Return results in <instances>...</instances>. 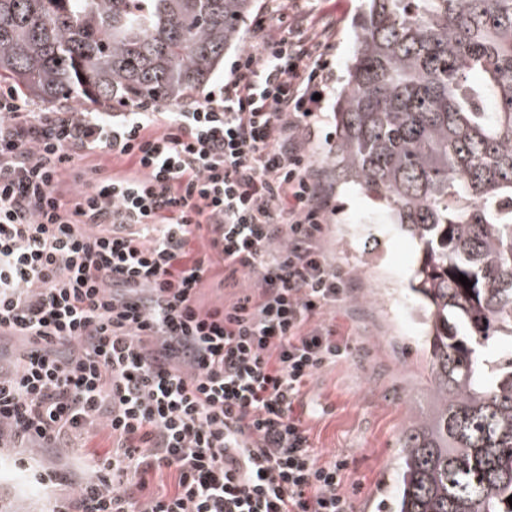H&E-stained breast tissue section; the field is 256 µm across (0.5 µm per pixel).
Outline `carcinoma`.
<instances>
[{
    "mask_svg": "<svg viewBox=\"0 0 512 512\" xmlns=\"http://www.w3.org/2000/svg\"><path fill=\"white\" fill-rule=\"evenodd\" d=\"M254 8L0 0V84L62 111L182 105ZM352 32L331 176L420 253L431 408L402 434L396 512H512V0H360Z\"/></svg>",
    "mask_w": 512,
    "mask_h": 512,
    "instance_id": "obj_1",
    "label": "carcinoma"
}]
</instances>
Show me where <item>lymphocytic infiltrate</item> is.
I'll return each mask as SVG.
<instances>
[{
  "mask_svg": "<svg viewBox=\"0 0 512 512\" xmlns=\"http://www.w3.org/2000/svg\"><path fill=\"white\" fill-rule=\"evenodd\" d=\"M279 12L281 32L257 16L253 50L173 112H39L0 90V337L26 343L0 375V446L63 450L98 422L111 441L52 512H353L346 461L319 462L295 413L351 349L321 319L352 289L303 134L336 23L310 36L298 0ZM96 154L125 166L70 191ZM216 257L251 286L204 309ZM163 474L173 490L146 495Z\"/></svg>",
  "mask_w": 512,
  "mask_h": 512,
  "instance_id": "lymphocytic-infiltrate-1",
  "label": "lymphocytic infiltrate"
}]
</instances>
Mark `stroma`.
Instances as JSON below:
<instances>
[{"label": "stroma", "mask_w": 512, "mask_h": 512, "mask_svg": "<svg viewBox=\"0 0 512 512\" xmlns=\"http://www.w3.org/2000/svg\"><path fill=\"white\" fill-rule=\"evenodd\" d=\"M359 0H311L313 15L336 19L331 75L321 108L308 127L309 155L330 201L324 248L329 261L348 273L357 291L323 314L348 335L347 358L326 365L302 388L310 445L319 461L346 460L344 491L355 512H385L396 495L399 439L409 411L423 404L428 387L426 354L409 289L418 260L413 241L391 224L380 205L356 188L336 185L326 166L335 128L332 103L352 54L350 21ZM103 428L90 430L81 447L56 456L43 448L0 447V512H46L51 493L33 477L43 468L84 472L87 453H106ZM27 458L30 471L15 464Z\"/></svg>", "instance_id": "35a3bbf8"}]
</instances>
